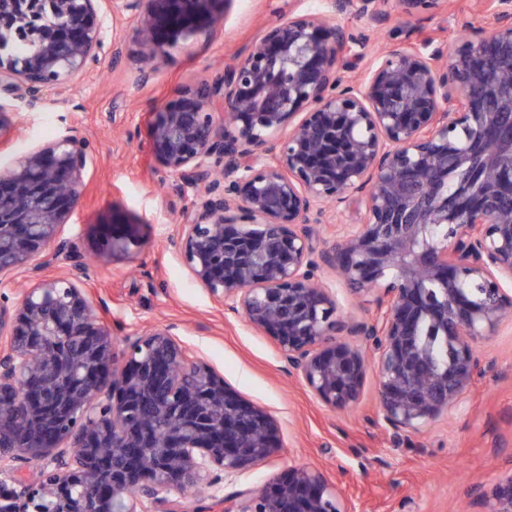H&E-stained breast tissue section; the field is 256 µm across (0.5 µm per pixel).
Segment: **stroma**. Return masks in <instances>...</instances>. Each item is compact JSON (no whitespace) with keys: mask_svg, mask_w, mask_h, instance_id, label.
Listing matches in <instances>:
<instances>
[{"mask_svg":"<svg viewBox=\"0 0 512 512\" xmlns=\"http://www.w3.org/2000/svg\"><path fill=\"white\" fill-rule=\"evenodd\" d=\"M327 7V0H233L210 37L161 53L145 82L135 25L122 20V56L104 55L72 79L62 103L20 110L9 146L0 148V167L54 140L65 127H78L91 164L64 233L84 256L83 284L116 347L148 328L172 329L229 388L276 419L278 456L224 482L220 497L187 489L172 491L171 500L192 512H224V498L308 463L326 471L354 512H476L472 489L491 488L512 471V322L478 344L481 370L457 405L402 446L374 423V376H367L356 405L323 406L289 374L274 339L214 300L171 242L191 195L151 152L148 130L156 107L246 54L282 15ZM466 23L488 27L479 0H451L408 19L392 15L370 32L364 55L353 65L363 72L379 50L429 37L456 49ZM116 215L134 223L136 241L128 254L102 262L98 256Z\"/></svg>","mask_w":512,"mask_h":512,"instance_id":"1","label":"stroma"}]
</instances>
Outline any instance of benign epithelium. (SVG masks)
<instances>
[{
    "label": "benign epithelium",
    "mask_w": 512,
    "mask_h": 512,
    "mask_svg": "<svg viewBox=\"0 0 512 512\" xmlns=\"http://www.w3.org/2000/svg\"><path fill=\"white\" fill-rule=\"evenodd\" d=\"M230 0H0V34L35 43L25 58L0 41V145L20 108L44 107L99 61L103 11L130 18L141 54L208 36ZM447 0H396L410 17ZM386 0H330L290 14L212 80L159 106L154 156L193 192L172 243L193 279L277 341L288 370L326 407L357 403L376 376L381 423L395 438L435 421L471 385L475 346L512 319V84L485 99L484 63L512 68V0H483L490 29L472 28L455 56L432 40L382 50L363 75L367 29ZM67 127L0 175V276L51 264L69 271L0 305V512H185L163 508L179 486L217 490L281 448L275 419L226 387L168 329L127 338L121 371L61 236L89 162ZM464 191L448 192V175ZM357 194L360 224L317 248L327 204ZM440 227L438 237L429 234ZM112 236L104 257L129 251ZM327 268L354 292H376L366 321L345 316L320 280ZM426 323L448 344L433 362L417 343ZM178 366L169 377L168 363ZM41 463L38 481L14 463ZM136 493H131V488ZM224 512H352L318 467L224 499ZM480 512H512V472L479 496Z\"/></svg>",
    "instance_id": "obj_1"
}]
</instances>
